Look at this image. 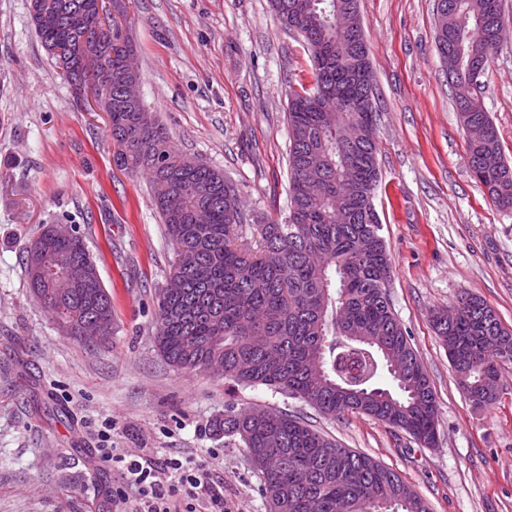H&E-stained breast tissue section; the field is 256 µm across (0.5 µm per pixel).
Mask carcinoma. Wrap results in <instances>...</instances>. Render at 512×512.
<instances>
[{
  "instance_id": "cac0c4a2",
  "label": "carcinoma",
  "mask_w": 512,
  "mask_h": 512,
  "mask_svg": "<svg viewBox=\"0 0 512 512\" xmlns=\"http://www.w3.org/2000/svg\"><path fill=\"white\" fill-rule=\"evenodd\" d=\"M288 28L300 25L312 59V86L289 94L288 220L255 224V248L238 243L243 217L232 184L213 168L169 145L153 115L115 103L110 124L116 166L147 172L155 209L173 245L172 275L183 288L158 292L156 348L172 367L210 369L239 385H263L319 413H359L435 443L437 406L428 376L395 315L389 294L392 264L373 207L379 179L375 104L364 98L373 82L359 26L358 0H270ZM60 21L33 20L43 47L53 52ZM436 47L453 76L484 77L492 53L509 37L502 0H441ZM115 50L135 53L118 25L102 33ZM467 139L468 166L489 201L512 209V166L504 161L485 103L454 100ZM52 257L97 268L81 232L36 237ZM28 288L56 309L73 336L100 320L112 335V295L101 280L44 281L26 259ZM458 318L434 315L440 339L461 351L452 363L458 385L478 407L497 403L501 369L512 363V331L480 300L458 297ZM405 359L389 373L390 389L374 382L380 359ZM238 438L255 458L262 491L279 494L275 512H371L375 499L401 498L395 512H429L393 470L315 429L301 418L260 407L229 406L212 423Z\"/></svg>"
}]
</instances>
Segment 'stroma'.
<instances>
[{"instance_id": "1", "label": "stroma", "mask_w": 512, "mask_h": 512, "mask_svg": "<svg viewBox=\"0 0 512 512\" xmlns=\"http://www.w3.org/2000/svg\"><path fill=\"white\" fill-rule=\"evenodd\" d=\"M146 108L181 155L231 181L252 225L288 214L290 88L310 55L269 0H124ZM437 0H359L375 76L379 183L374 206L391 254L393 309L435 392L426 448L369 416L319 415L264 386L159 356L156 297L173 268L147 174L113 159L106 113L79 107L42 47L29 0H0V512H132L99 458H177L224 484L227 512H267L237 442L213 432L226 406L304 417L342 447L397 472L430 512H512V364L503 395L478 409L458 386L433 311L479 297L512 329V209L472 177L466 135L435 46ZM485 105L512 159V43L493 53ZM75 224L112 295L109 342L73 339L30 295L23 260L40 225Z\"/></svg>"}]
</instances>
